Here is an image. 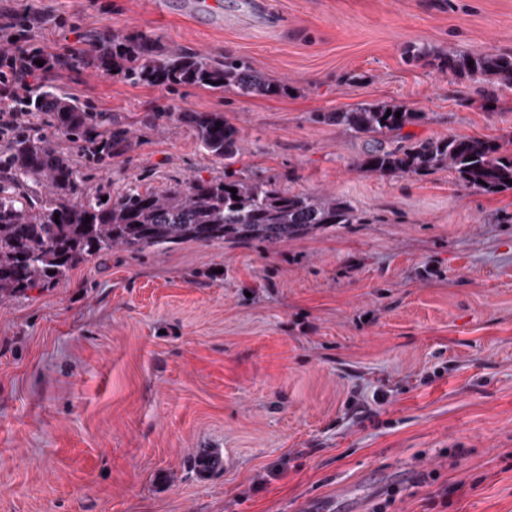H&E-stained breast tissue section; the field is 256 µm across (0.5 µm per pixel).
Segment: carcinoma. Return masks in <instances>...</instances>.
Masks as SVG:
<instances>
[{
	"label": "carcinoma",
	"mask_w": 512,
	"mask_h": 512,
	"mask_svg": "<svg viewBox=\"0 0 512 512\" xmlns=\"http://www.w3.org/2000/svg\"><path fill=\"white\" fill-rule=\"evenodd\" d=\"M88 58L134 83L190 84L219 92L231 89L242 96L286 90L237 60L165 52L157 39L143 33L126 45H116L112 36L103 35L91 50L78 49L58 65L76 67ZM437 60L441 70L512 88V52L447 55ZM22 104L32 113L48 116L66 137L82 142L89 165L110 164L128 145V130L106 124L102 113L85 111L49 81L26 92ZM418 118L419 113L389 102L318 115L322 123L369 138L357 161L368 173L423 175L448 169L467 188L489 194L512 190V152L495 140L427 138L391 147L388 137ZM178 119L191 127L200 149L224 162V179H193L163 194L142 191L136 184L114 194L91 192L82 189L72 160L38 130L27 128L13 138L9 153L0 159L1 300L65 279L79 263L114 248L136 252L186 242L254 240L278 244L364 222L348 201L334 195L290 193L273 182L239 176L232 165L240 152V129L224 113L181 112ZM38 184L47 188L46 195L32 190ZM232 188L237 193L230 192ZM223 467L224 457L215 448H201L194 458V468L202 477Z\"/></svg>",
	"instance_id": "carcinoma-1"
}]
</instances>
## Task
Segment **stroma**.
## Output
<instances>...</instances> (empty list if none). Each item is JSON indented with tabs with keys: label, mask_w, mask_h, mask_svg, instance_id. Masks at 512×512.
<instances>
[{
	"label": "stroma",
	"mask_w": 512,
	"mask_h": 512,
	"mask_svg": "<svg viewBox=\"0 0 512 512\" xmlns=\"http://www.w3.org/2000/svg\"><path fill=\"white\" fill-rule=\"evenodd\" d=\"M66 54L103 33L236 58L286 84L242 97L61 69L56 85L130 132L111 167L32 125L83 184L157 194L220 179L179 112L241 130L235 168L330 193L365 218L276 245L111 254L0 304V512H512V191L454 172L380 176L320 112L388 101L412 139L512 142V89L462 82L408 47L512 51V0H0ZM200 448L224 455L200 477Z\"/></svg>",
	"instance_id": "35a3bbf8"
}]
</instances>
